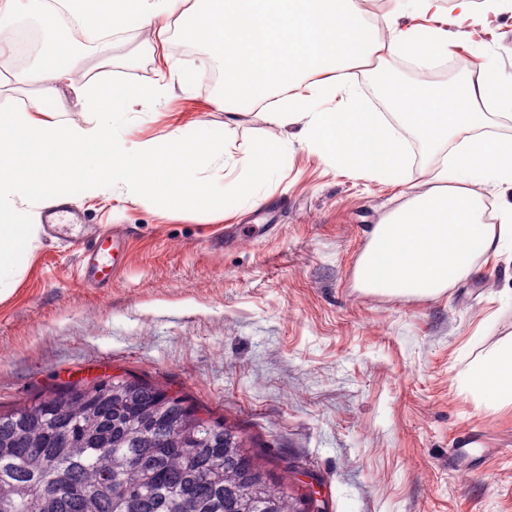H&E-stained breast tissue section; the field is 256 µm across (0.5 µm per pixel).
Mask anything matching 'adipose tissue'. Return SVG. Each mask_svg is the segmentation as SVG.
Listing matches in <instances>:
<instances>
[{
	"label": "adipose tissue",
	"instance_id": "1",
	"mask_svg": "<svg viewBox=\"0 0 512 512\" xmlns=\"http://www.w3.org/2000/svg\"><path fill=\"white\" fill-rule=\"evenodd\" d=\"M73 26L54 29L53 77L40 91L35 112L0 113V296L8 295L39 230L32 203L79 197L91 190H126L169 207L202 204L215 214L258 205L272 188L273 172L287 158L280 138L235 143L205 125L176 129L158 143L128 153L112 136L115 117L134 101L158 103L173 86L190 87V71L171 72L148 85H95L81 91L83 107L100 119L84 127L59 119L60 87L77 36L94 40L107 30L145 27L181 34L204 45L222 63L224 91L215 99L227 123L262 109L282 129L302 120L309 147L337 168L389 184L407 165L405 133L426 147L457 145L423 192L374 225L354 271L358 288L390 297H436L468 280L483 257L512 255V204L494 223L483 220L482 199L512 186V137L478 135L479 107L492 104L512 116V80L493 70L447 92L435 85L392 84L385 95L395 122L369 109L351 81L353 59L397 56L421 65L446 58L452 41L480 47L493 18L512 13V0H417L433 26H404L396 13L382 25L366 20L359 0H59ZM233 165L235 190L213 194L206 170ZM471 394L512 404V342L487 352L466 372Z\"/></svg>",
	"mask_w": 512,
	"mask_h": 512
}]
</instances>
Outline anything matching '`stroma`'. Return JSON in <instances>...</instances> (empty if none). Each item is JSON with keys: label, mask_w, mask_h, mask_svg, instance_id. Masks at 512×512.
Here are the masks:
<instances>
[{"label": "stroma", "mask_w": 512, "mask_h": 512, "mask_svg": "<svg viewBox=\"0 0 512 512\" xmlns=\"http://www.w3.org/2000/svg\"><path fill=\"white\" fill-rule=\"evenodd\" d=\"M484 48L464 42L459 82L488 69L512 74V14L496 18ZM137 30L91 42L69 62L62 117L93 125L79 92L99 83L147 85L172 68L203 77L161 104L136 102L112 135L126 148L201 119L237 142L272 135L260 111L226 125L213 100L216 63L203 46L177 51ZM12 47L0 49V108L33 111L38 83L13 89ZM388 58L358 62L354 84L373 111L389 107L371 82ZM288 159L256 207L218 217L91 191L71 200L81 223L39 231L0 299V410L69 381L129 375L184 397L200 416L235 427L259 461L305 468L329 512H512V405L475 401L469 364L512 341V260L436 298H390L356 288L354 267L374 224L423 191L442 156L420 150L404 180L386 184L337 170L287 128ZM122 236L110 285L76 276L78 240ZM474 436L470 466L458 464Z\"/></svg>", "instance_id": "stroma-1"}]
</instances>
